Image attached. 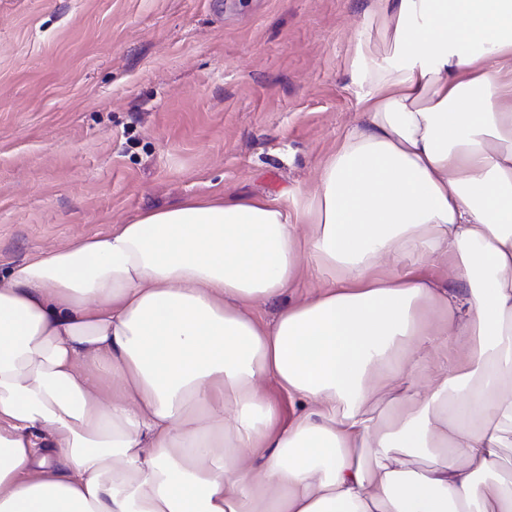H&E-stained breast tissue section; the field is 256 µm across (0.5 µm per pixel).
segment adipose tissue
<instances>
[{
  "label": "adipose tissue",
  "instance_id": "adipose-tissue-1",
  "mask_svg": "<svg viewBox=\"0 0 512 512\" xmlns=\"http://www.w3.org/2000/svg\"><path fill=\"white\" fill-rule=\"evenodd\" d=\"M508 62L512 0H382L293 208L188 199L0 276V512H512ZM320 283V276L316 272L312 270L306 271L298 288L291 289V291H289L281 301L258 303L255 307V313L262 319V321L271 322L282 305L301 300L305 296L311 294Z\"/></svg>",
  "mask_w": 512,
  "mask_h": 512
}]
</instances>
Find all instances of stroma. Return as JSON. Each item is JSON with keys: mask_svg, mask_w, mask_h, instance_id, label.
I'll list each match as a JSON object with an SVG mask.
<instances>
[{"mask_svg": "<svg viewBox=\"0 0 512 512\" xmlns=\"http://www.w3.org/2000/svg\"><path fill=\"white\" fill-rule=\"evenodd\" d=\"M374 0H0V273L203 195L292 206Z\"/></svg>", "mask_w": 512, "mask_h": 512, "instance_id": "stroma-1", "label": "stroma"}]
</instances>
